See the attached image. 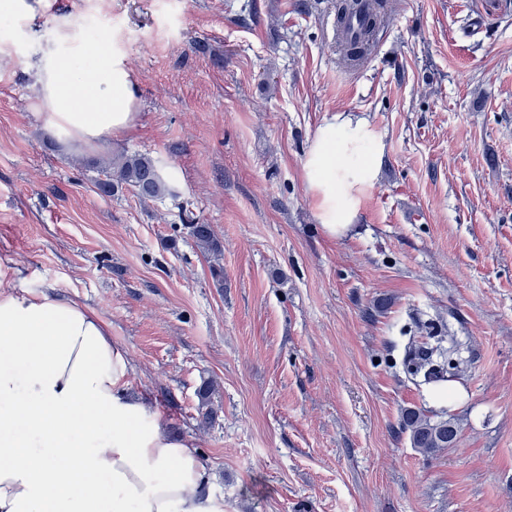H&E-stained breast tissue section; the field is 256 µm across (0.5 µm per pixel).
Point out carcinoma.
Segmentation results:
<instances>
[{
    "mask_svg": "<svg viewBox=\"0 0 512 512\" xmlns=\"http://www.w3.org/2000/svg\"><path fill=\"white\" fill-rule=\"evenodd\" d=\"M372 5V22L364 31L361 40L355 45L338 41L343 60L352 61L360 58L374 43L377 29L389 16L388 0H368ZM128 186L135 190L143 200H162L174 195V188L169 174L158 161L142 154H123L112 158V172L108 178L98 184L99 190L110 195L115 190ZM184 229L197 246L205 253H221V243L216 238L212 226L199 218L191 219ZM455 342L443 344L438 338L427 345L417 358L423 362V375L426 381H443L455 375L460 357ZM215 388L212 382L204 381L197 390L198 413L202 423L213 421L216 411L212 396ZM400 426L409 433L412 447L423 454H431L441 448L450 446L457 438L458 428L453 419L427 414L419 408H409L402 415Z\"/></svg>",
    "mask_w": 512,
    "mask_h": 512,
    "instance_id": "obj_1",
    "label": "carcinoma"
}]
</instances>
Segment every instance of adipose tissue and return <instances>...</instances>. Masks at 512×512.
Masks as SVG:
<instances>
[{
    "label": "adipose tissue",
    "mask_w": 512,
    "mask_h": 512,
    "mask_svg": "<svg viewBox=\"0 0 512 512\" xmlns=\"http://www.w3.org/2000/svg\"><path fill=\"white\" fill-rule=\"evenodd\" d=\"M91 57L88 76L53 46L28 66L49 125L86 144L129 130L137 102L121 49ZM381 157L365 119L339 113L317 129L304 170L330 238L353 228ZM19 274L0 259V512H224L195 447L130 395L133 368L108 324L70 298L17 288Z\"/></svg>",
    "instance_id": "adipose-tissue-1"
}]
</instances>
